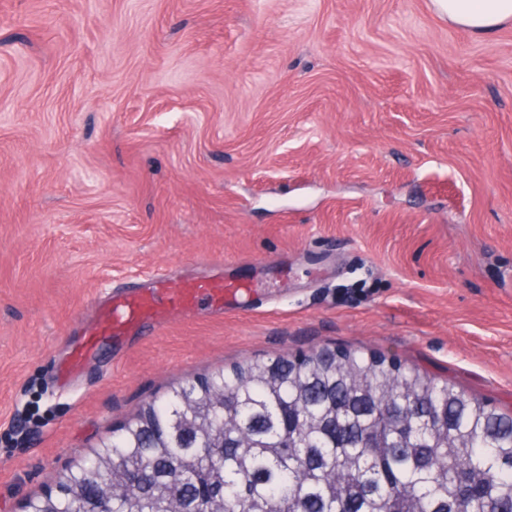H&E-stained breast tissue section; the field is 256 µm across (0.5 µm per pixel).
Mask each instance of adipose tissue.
Listing matches in <instances>:
<instances>
[{
  "label": "adipose tissue",
  "instance_id": "1",
  "mask_svg": "<svg viewBox=\"0 0 512 512\" xmlns=\"http://www.w3.org/2000/svg\"><path fill=\"white\" fill-rule=\"evenodd\" d=\"M435 12L449 23L483 35L512 21V0H432Z\"/></svg>",
  "mask_w": 512,
  "mask_h": 512
}]
</instances>
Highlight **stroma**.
Here are the masks:
<instances>
[{"label":"stroma","instance_id":"obj_1","mask_svg":"<svg viewBox=\"0 0 512 512\" xmlns=\"http://www.w3.org/2000/svg\"><path fill=\"white\" fill-rule=\"evenodd\" d=\"M251 285L79 375L97 300ZM344 347L512 412V22L431 0H0V512L170 386ZM435 12L448 23L477 35L494 32L512 21L511 0H432Z\"/></svg>","mask_w":512,"mask_h":512}]
</instances>
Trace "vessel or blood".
Returning <instances> with one entry per match:
<instances>
[{"label": "vessel or blood", "mask_w": 512, "mask_h": 512, "mask_svg": "<svg viewBox=\"0 0 512 512\" xmlns=\"http://www.w3.org/2000/svg\"><path fill=\"white\" fill-rule=\"evenodd\" d=\"M243 289V284L221 278L184 280L161 276L150 288L114 294L101 305L96 323L86 329L85 344L73 355L67 372L72 375L81 370L97 337L108 335L117 341L134 335L145 324L161 325L167 312L185 313L203 302L221 310L236 301Z\"/></svg>", "instance_id": "obj_1"}]
</instances>
